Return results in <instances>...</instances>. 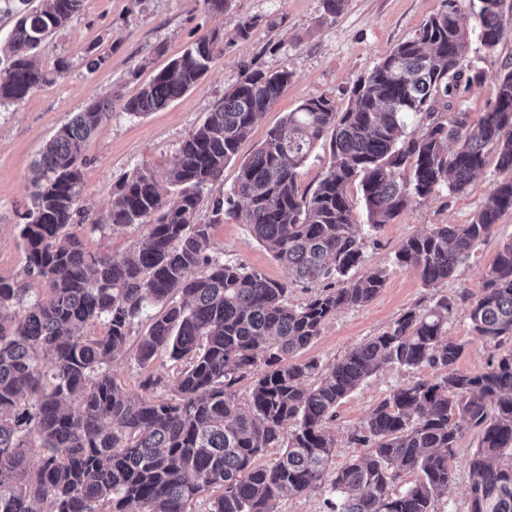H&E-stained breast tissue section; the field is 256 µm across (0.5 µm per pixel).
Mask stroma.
<instances>
[{"label":"stroma","instance_id":"35a3bbf8","mask_svg":"<svg viewBox=\"0 0 512 512\" xmlns=\"http://www.w3.org/2000/svg\"><path fill=\"white\" fill-rule=\"evenodd\" d=\"M447 7V0H348L341 15L328 19L323 15L322 0H231L230 9L221 15L209 12L204 0H84L81 12L39 49L38 59L44 68L54 69L62 61L66 72L24 101L0 107V277L17 282L27 296L43 293L44 284L26 275L21 238L24 215L31 206V169L44 144L91 101L111 96L112 115L86 143L79 204L102 220L123 175L145 166L156 178H165L182 140L223 100L225 92L243 79L246 70L288 68L292 82L287 91L240 142L236 161L224 168L223 187L228 190L236 181L239 160L249 157L288 112L303 100L320 95L347 107L354 85L381 56ZM250 17L259 20L250 39L227 47L223 58L192 89L142 118L123 111L125 100L199 36L214 30L232 33L239 19ZM479 35L478 20H471L463 57L482 78L452 99L453 105L475 115L490 107L501 68L512 61V34L491 50L481 45ZM95 53L104 55L105 60L91 71L86 67L87 58ZM499 177L495 157H488L465 193H432L368 235L355 273L360 276L387 269L384 288L366 305L336 311L320 336L302 352V359L314 358L322 366H330L380 334L404 312L445 295L456 301L447 333L465 344L457 369L463 373L486 370L500 351L472 336L467 301L481 294L485 274L500 245L512 239V212L499 219L491 236L477 243L469 258L439 287H425L413 270L396 266L394 253L405 238L429 232L436 225L469 223ZM144 232L137 224L117 230L94 231L87 226L79 230L88 250L110 253L117 260L133 251ZM211 252L270 279L288 278L286 268L252 238L240 219L228 216L213 227ZM111 372L130 390L139 389L148 376H162L156 393L171 394L174 367L167 359L142 367L126 353L112 362ZM434 375L430 368L416 371L387 365L345 397L328 423L336 441L334 467L363 454L354 437L391 388ZM477 446L475 430L464 428L451 462L454 482L439 498L438 512H469L468 461Z\"/></svg>","mask_w":512,"mask_h":512}]
</instances>
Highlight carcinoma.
<instances>
[{
  "label": "carcinoma",
  "mask_w": 512,
  "mask_h": 512,
  "mask_svg": "<svg viewBox=\"0 0 512 512\" xmlns=\"http://www.w3.org/2000/svg\"><path fill=\"white\" fill-rule=\"evenodd\" d=\"M19 2L0 58V104L24 100L66 69H42L34 54L83 6ZM480 3L481 42L490 50L512 27V0ZM466 36L467 15L451 4L387 51L345 110L325 95L302 101L241 162L233 188L211 200L202 221L204 190L222 181L240 142L292 78L286 67L252 71L181 142L165 182L147 167L122 177L106 221L143 225L145 235L120 262L88 251L75 231L87 223L101 228L77 204L84 147L110 116L112 99L91 102L56 131L33 167L32 207L21 230L27 274L45 292L26 300L16 282L0 278V512H44L46 504L50 512H195L199 501L205 512H274L285 494L324 484L327 512H437L454 478L464 422L479 435L469 512H512V350L484 372H459L464 344L447 336L448 297L403 313L328 368L294 360L337 310L381 291L387 270L350 272L362 261L366 235L415 199L443 188L465 192L495 155L501 177L471 223L438 224L395 252V263L428 288L448 282L512 211V63L503 65L487 111H450L448 98L473 81L462 53ZM224 50L219 32L201 35L123 110L140 117L163 108ZM417 116L419 132H407ZM326 139V170L313 191L302 190L298 170ZM356 180L363 226L347 196ZM231 214L285 266L288 280L210 254L213 226ZM321 280L326 285L306 303L288 302L289 284ZM468 318L473 336L497 347L512 340V240L500 246ZM98 322L102 334L82 333ZM141 326L138 365L164 356L177 366L169 398L129 391L109 370ZM42 353L52 356L47 371ZM389 364L438 374L391 389L356 438L365 453L326 480L335 448L327 420ZM250 375L242 407L233 387ZM269 448L283 453L260 462ZM403 471L416 479L397 492Z\"/></svg>",
  "instance_id": "carcinoma-1"
}]
</instances>
